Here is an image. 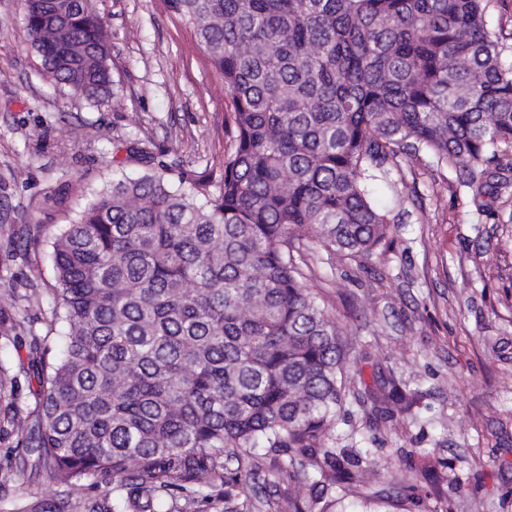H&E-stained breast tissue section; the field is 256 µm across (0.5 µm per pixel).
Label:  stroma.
<instances>
[{"instance_id": "1", "label": "stroma", "mask_w": 512, "mask_h": 512, "mask_svg": "<svg viewBox=\"0 0 512 512\" xmlns=\"http://www.w3.org/2000/svg\"><path fill=\"white\" fill-rule=\"evenodd\" d=\"M94 6L110 35L117 93L99 107L44 74L23 0H0V285L28 283L12 312L18 339L0 343V362L11 368L28 362L31 336L59 352L47 240L111 180L115 162L139 172L130 147L200 171L219 168L232 148L224 85L166 0ZM372 200L395 218L383 250L357 264L310 247L306 286L324 296L341 329L347 392L388 369L414 404L385 423L346 404L336 445L370 449L378 460L365 489L425 485V461L440 460L426 512H470L475 499L484 512H512V205L425 156L391 168ZM23 228L38 249L21 251ZM57 495L12 440H0V498L21 505Z\"/></svg>"}]
</instances>
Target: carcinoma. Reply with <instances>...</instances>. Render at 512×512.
Listing matches in <instances>:
<instances>
[{"mask_svg": "<svg viewBox=\"0 0 512 512\" xmlns=\"http://www.w3.org/2000/svg\"><path fill=\"white\" fill-rule=\"evenodd\" d=\"M194 28L231 102L233 149L216 174L138 149L143 172L91 194L51 241L52 320L64 350L31 368L36 415L0 364V437L58 485L66 512L84 482L112 492L86 512H156L158 502L235 489L239 512H388L352 492L375 461L333 446L347 401L341 331L303 283L306 248L365 260L392 218L371 200L388 166L422 154L493 194L512 187V63L486 0H167ZM46 74L101 106L115 98L110 45L91 0H25ZM21 296L0 290V341ZM394 416L410 405L391 375L355 397ZM305 498H252L260 457ZM237 464L235 469L229 465Z\"/></svg>", "mask_w": 512, "mask_h": 512, "instance_id": "carcinoma-1", "label": "carcinoma"}]
</instances>
